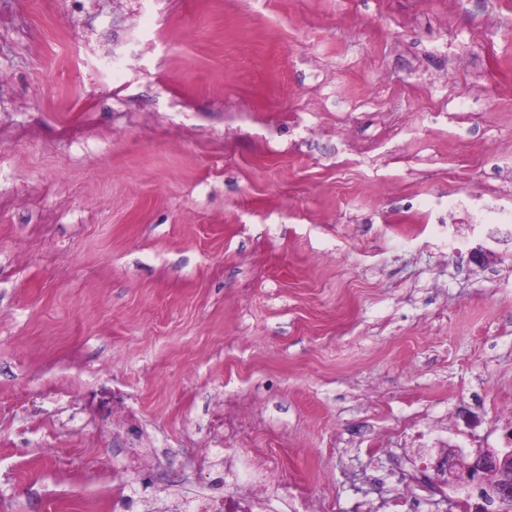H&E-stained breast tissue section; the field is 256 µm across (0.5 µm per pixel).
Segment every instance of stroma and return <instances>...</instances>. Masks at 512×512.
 <instances>
[{
	"label": "stroma",
	"instance_id": "35a3bbf8",
	"mask_svg": "<svg viewBox=\"0 0 512 512\" xmlns=\"http://www.w3.org/2000/svg\"><path fill=\"white\" fill-rule=\"evenodd\" d=\"M511 432L512 0H0V512Z\"/></svg>",
	"mask_w": 512,
	"mask_h": 512
}]
</instances>
